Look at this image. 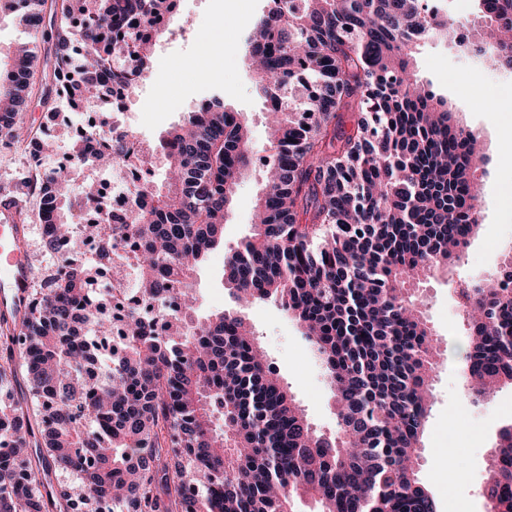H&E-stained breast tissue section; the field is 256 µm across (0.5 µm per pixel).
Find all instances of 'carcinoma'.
Listing matches in <instances>:
<instances>
[{"label": "carcinoma", "mask_w": 512, "mask_h": 512, "mask_svg": "<svg viewBox=\"0 0 512 512\" xmlns=\"http://www.w3.org/2000/svg\"><path fill=\"white\" fill-rule=\"evenodd\" d=\"M246 42L256 89L274 126L268 184L250 236L228 250L233 308L196 315L190 283L224 242V220L252 166L243 115L217 98L161 143L162 190L134 188L137 211L115 236L138 253L141 303L176 292L184 310L149 335L125 314L119 357L94 384L98 356L82 338L109 324L87 285L97 269L33 273L23 312L0 314L30 403L0 399V512H436L416 461L430 412L436 348L414 281L459 257L480 223L477 139L448 102L413 80V53L443 38L512 70V0H479L482 23L430 10L427 0H270ZM20 0V21L51 44L0 67V139L35 141L25 125L39 73L47 116L66 99L96 109L110 85L149 69L175 0ZM125 33L119 41L113 33ZM60 167L46 174L40 211L54 250L73 236ZM470 389L512 384V249L493 277L461 289ZM272 300L305 331L334 388L337 429L316 431L266 361L245 311ZM42 462L66 475L43 495L42 467L24 452L30 406ZM484 496L512 512V424L499 432Z\"/></svg>", "instance_id": "cac0c4a2"}]
</instances>
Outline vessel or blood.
I'll return each instance as SVG.
<instances>
[{
    "instance_id": "b4317fda",
    "label": "vessel or blood",
    "mask_w": 512,
    "mask_h": 512,
    "mask_svg": "<svg viewBox=\"0 0 512 512\" xmlns=\"http://www.w3.org/2000/svg\"><path fill=\"white\" fill-rule=\"evenodd\" d=\"M27 226L14 209L0 207V309H24L31 292V264L26 249Z\"/></svg>"
}]
</instances>
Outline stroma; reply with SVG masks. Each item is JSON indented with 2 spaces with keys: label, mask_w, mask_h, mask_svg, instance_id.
I'll return each mask as SVG.
<instances>
[{
  "label": "stroma",
  "mask_w": 512,
  "mask_h": 512,
  "mask_svg": "<svg viewBox=\"0 0 512 512\" xmlns=\"http://www.w3.org/2000/svg\"><path fill=\"white\" fill-rule=\"evenodd\" d=\"M266 8L267 0H180L171 22L178 37L161 36L164 51L153 57L124 109L111 115L152 145L215 97L243 113L250 126L254 164L226 216L224 243L207 255L192 278L201 317L232 305L224 284L225 253L249 235L263 186L267 105L256 92L245 43L253 20ZM211 38L223 40V62H209ZM414 71L437 95L448 99L460 123L479 138L489 158L484 171L477 174L482 205L477 234L448 271L437 273L420 289L422 309L443 355L434 373L419 479L437 512H489L483 486L498 433L512 424V387H503L485 401L474 399L465 389L464 353L457 348L465 336L458 290L476 275L493 273L502 253L512 248V196L505 193L506 186L512 185V148L502 146L498 130L500 121L512 118V94L506 92L512 87V71L486 72L474 79V67L458 47L437 40L417 50ZM246 317L308 420L320 431H335L330 387L300 327L271 301L254 304Z\"/></svg>",
  "instance_id": "obj_1"
}]
</instances>
